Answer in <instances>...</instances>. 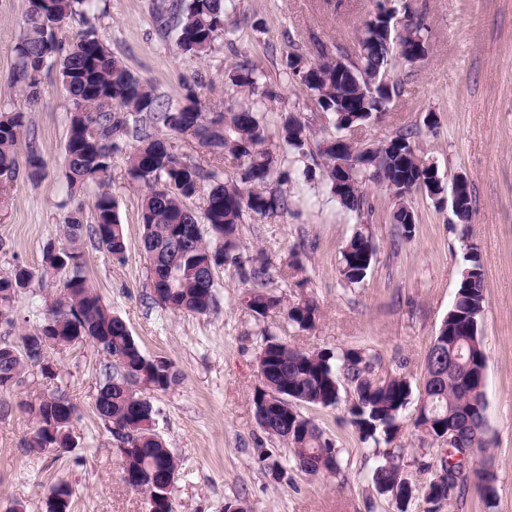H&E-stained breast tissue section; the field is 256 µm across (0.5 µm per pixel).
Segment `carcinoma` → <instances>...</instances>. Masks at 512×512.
<instances>
[{"instance_id": "carcinoma-1", "label": "carcinoma", "mask_w": 512, "mask_h": 512, "mask_svg": "<svg viewBox=\"0 0 512 512\" xmlns=\"http://www.w3.org/2000/svg\"><path fill=\"white\" fill-rule=\"evenodd\" d=\"M96 0H30L22 22V34L13 48L11 75L25 103L33 106L42 83V62L56 59L57 79L71 103L70 126L62 178L68 197L76 199L94 185V223H84L81 204L69 212L63 225L67 245L49 247L43 255L40 281L53 274L63 276V294L47 306L43 320L25 330L19 341L0 344V389L22 384L30 368L44 377H54L43 364L46 354L90 338L97 342L103 364L95 395V414L122 449L124 482L151 496L157 512H173L171 490L159 481L162 473L176 472L179 464L164 439L153 427L155 410L148 391H166L179 381L178 373L164 357L145 355L126 322L112 313L89 285L83 271L84 236L121 260L126 252L125 225L110 192L112 157L126 154L130 177L145 187L141 204V251L147 264L153 302L165 310L207 314L216 306L217 284L209 269L241 264L242 245L238 225L246 212L266 216L287 206L283 195L245 192L224 183V155L240 162L241 182L264 183L281 175L273 153L266 147L264 125L251 108L236 112H208L197 92L188 89L185 103L172 107L156 95L153 85L132 72L112 55L92 26L85 28L66 52L52 41L53 31L75 17L88 22ZM234 0H175L160 13V26L176 31V46L185 53L204 57L224 33V18ZM393 16L376 24L364 20L357 30V58L323 53L308 63L290 57L286 66L313 97L321 111L333 116L336 129L350 132L366 125L373 114L386 110L395 87L387 71L401 46V59L413 64L423 51V27L410 24L395 41L388 32ZM232 85L253 94L260 75L248 66L229 74ZM163 126L168 138L156 135ZM28 128L27 113L0 107V178L9 184L19 175V146ZM283 144L304 153L310 140L309 127L295 116L280 124ZM411 133L371 144L353 143L357 155L336 153V146H318L331 193L349 212H364L367 198L363 183L384 177L398 197L409 190L434 191L431 167L411 146ZM190 140L213 156L205 169L180 152L179 142ZM363 168L352 171L346 191L337 186L339 165L352 158ZM28 176L41 174L42 159L29 139ZM210 189L202 198L201 214L186 201L199 193L203 183ZM474 212L469 194L454 213L461 236L471 237ZM394 222L409 237L414 215L399 202ZM375 256L370 236L358 232L342 250L340 277L347 285L364 280ZM467 266L461 271L454 302L447 320L441 322L435 340L442 349L457 354L453 372L442 375L444 366L427 352L423 373L421 412L414 427L443 451L441 470L426 487L428 502H450L472 488L488 504L497 495L496 474L489 468L471 469L473 449L486 448L485 386L486 356L478 328L484 309V272L477 247L467 245ZM267 270L252 272L254 285L247 306L257 318L276 310L288 322L305 329L314 325L317 305L304 299L286 305L281 296L265 289ZM36 273L15 266L0 273V323L15 327L14 303L34 282ZM259 362L267 366L264 389L255 390L253 404L257 423L269 436L285 445L292 466H302L309 475L341 472L340 450L313 420L303 416L300 405L334 407L348 388L349 423L364 441L385 443L377 451L381 461L372 470L371 482L380 494L407 503L413 487L405 476L401 449L392 448L403 411L410 402L411 383L402 376L381 379L374 374L373 358L356 349H323L307 352L289 345L264 329L261 331ZM36 428L25 448L41 455L48 448L66 449L72 443L71 425L75 407L61 391L20 402ZM445 441H440L441 437ZM267 474L280 481L286 465L269 454L258 457Z\"/></svg>"}]
</instances>
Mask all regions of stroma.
Wrapping results in <instances>:
<instances>
[{
    "mask_svg": "<svg viewBox=\"0 0 512 512\" xmlns=\"http://www.w3.org/2000/svg\"><path fill=\"white\" fill-rule=\"evenodd\" d=\"M161 0H99L91 22L113 56L151 81L170 105L183 104L195 89L209 111L251 105L265 126L266 145L286 183L249 184V191L279 190L287 209L266 216L244 214L238 227L243 264H267L269 289L289 302L313 300L315 324L300 329L281 313L259 319L246 305L249 289L236 267L217 269V307L206 315L173 313L150 298L140 250L142 191L128 176L125 155L112 159V193L125 226L123 260L86 244L85 275L114 314L128 325L144 353L170 360L179 382L151 393L154 428L178 457L174 512H224L243 501L249 512H394L389 497L372 482L374 443L361 442L345 406H301L340 450L342 474L308 476L291 472L274 481L261 467L260 449L278 459L289 451L264 433L254 413L260 384L257 357L263 329L304 351L361 349L373 355L380 377L406 376L413 394L396 443L415 488L407 512H512V0H388L399 24L420 22L427 53L410 65L394 58L390 83L397 92L386 112L353 134L373 143L413 131L416 154L432 163L443 188L434 196L416 190L405 198L415 216L410 238L393 221L397 199L389 189L365 187L369 209L344 211L332 196L318 156V144L336 139L331 115L315 103L285 70L287 57L317 60L320 51L356 55V30L378 0H235L224 34L204 58L180 53L175 33L157 25ZM28 0H0V106H23L10 81L13 47ZM261 75L256 94L229 85L238 67ZM71 104L55 73L44 76L37 104L27 113L43 160L32 179L19 173L9 185V209L0 214V273L20 265L41 271L48 246L63 247L60 229L67 211L60 173ZM305 122L311 139L305 154L279 138L285 115ZM470 181L475 199L473 236L484 269L485 305L479 330L486 355L487 464L497 475V498L486 508L474 491L430 510L423 489L441 465L438 448H424L413 426L422 390L427 350L452 306L466 265V246L448 204L456 175ZM372 236L375 260L356 285L339 275L341 251L355 232ZM61 284L33 283L15 305L17 321L35 326ZM54 379L30 375L12 390H0V512L22 503L26 512H45L49 487L73 490L70 512H148L143 493L122 479L117 443L96 419L100 355L85 342L51 352ZM63 391L77 412L74 443L62 452L29 454L25 443L35 423L21 401Z\"/></svg>",
    "mask_w": 512,
    "mask_h": 512,
    "instance_id": "obj_1",
    "label": "stroma"
}]
</instances>
